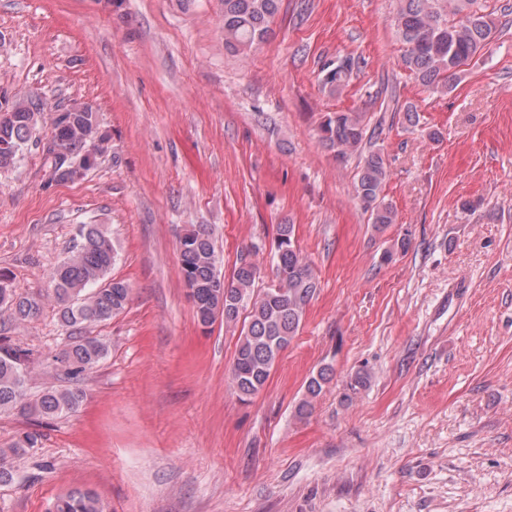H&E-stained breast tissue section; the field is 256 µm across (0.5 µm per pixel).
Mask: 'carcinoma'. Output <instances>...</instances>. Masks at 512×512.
<instances>
[{"instance_id":"cac0c4a2","label":"carcinoma","mask_w":512,"mask_h":512,"mask_svg":"<svg viewBox=\"0 0 512 512\" xmlns=\"http://www.w3.org/2000/svg\"><path fill=\"white\" fill-rule=\"evenodd\" d=\"M282 0H222L224 5V48L249 57L271 32ZM394 26L406 46L403 64L419 83L431 90L453 87L461 68L480 54L497 32L494 12L486 0H397ZM361 67V60L346 56L321 68L323 91L336 96L349 85ZM40 111H30L32 97H14L12 112H0V168L16 164L30 149L31 130L48 124L58 149L41 151L44 166L59 180L64 169L79 160L93 144L98 156L111 149V137L91 112H74L69 126L58 128L57 109L38 97ZM366 136L362 112L339 111L325 116L319 139L336 159L344 161L358 150ZM388 177L384 158L369 152L354 182V195L370 212L371 224L383 230L396 223L393 205L385 200L383 187ZM181 272L194 302L195 316L204 327L221 320L231 326L241 309L249 306L250 320L238 338L230 378L234 391L246 400L266 384L280 354L298 334L304 314L319 288L311 261L297 247L295 225L279 224L271 251L274 284L253 296L260 266L242 259L230 277L221 272L220 258L211 229L195 224L179 238ZM116 248L111 236L99 224H81L71 254L50 273V288L29 295L17 292L0 272V312L15 323L38 317L46 304H53L66 324L82 330L123 313L132 288L108 277L115 262ZM107 343L97 336L72 333L55 355V362L73 378H81L107 356ZM32 351L0 338V414L19 410L36 412L45 418L77 411L83 403L78 389L52 386L34 403L27 402V377ZM331 366L320 368L306 383V394L295 406V416L312 414L313 399L333 377ZM371 382L368 370L360 368L348 376L344 398L366 390ZM41 439L37 431L24 432L8 448H0V482L12 480V460L30 453ZM51 512H103L99 497L90 490H74L58 498Z\"/></svg>"}]
</instances>
